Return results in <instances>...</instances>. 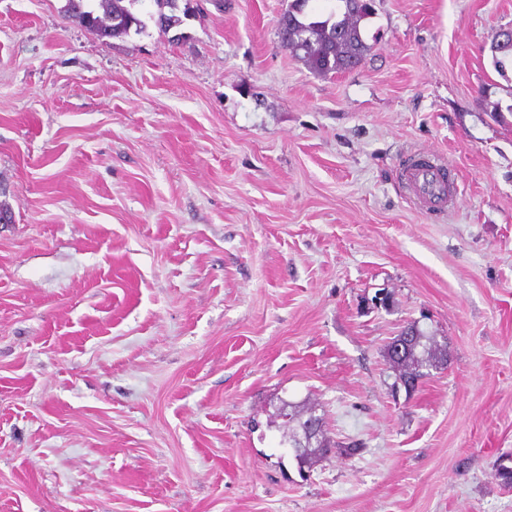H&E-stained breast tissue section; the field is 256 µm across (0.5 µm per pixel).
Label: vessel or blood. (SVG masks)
I'll use <instances>...</instances> for the list:
<instances>
[{
    "instance_id": "vessel-or-blood-1",
    "label": "vessel or blood",
    "mask_w": 512,
    "mask_h": 512,
    "mask_svg": "<svg viewBox=\"0 0 512 512\" xmlns=\"http://www.w3.org/2000/svg\"><path fill=\"white\" fill-rule=\"evenodd\" d=\"M402 178L417 203L429 211L445 210L456 195L449 166L418 154L407 158Z\"/></svg>"
}]
</instances>
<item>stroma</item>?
Masks as SVG:
<instances>
[{
  "label": "stroma",
  "mask_w": 512,
  "mask_h": 512,
  "mask_svg": "<svg viewBox=\"0 0 512 512\" xmlns=\"http://www.w3.org/2000/svg\"><path fill=\"white\" fill-rule=\"evenodd\" d=\"M192 2L112 39L0 0V512H512V0H376L328 76L290 0ZM414 321L448 366L395 394ZM285 401L357 454L301 476ZM180 0H153L157 5L158 11L156 14H150L149 19L153 20L155 26L162 32H167L173 25L179 24L181 19L176 14L178 8L175 6ZM164 8H168L165 12ZM494 65L496 69L504 74L508 67L512 70V30L498 31L491 44ZM402 178L417 203L428 211H443L456 195L449 166L420 154H411L403 165ZM289 407V410H288ZM298 408V409H297ZM318 408L317 405H311L308 407H302L300 406H292L291 404H284V406L280 409L278 417H281L283 419V425L285 428L289 431L291 429V423L294 421V417H297L298 420L302 419L303 417L308 418H316L321 422L322 427H324L323 423L325 424V418L324 413L318 414ZM317 414V415H316ZM324 421V422H323ZM288 434L285 435V437L288 436Z\"/></svg>",
  "instance_id": "35a3bbf8"
}]
</instances>
